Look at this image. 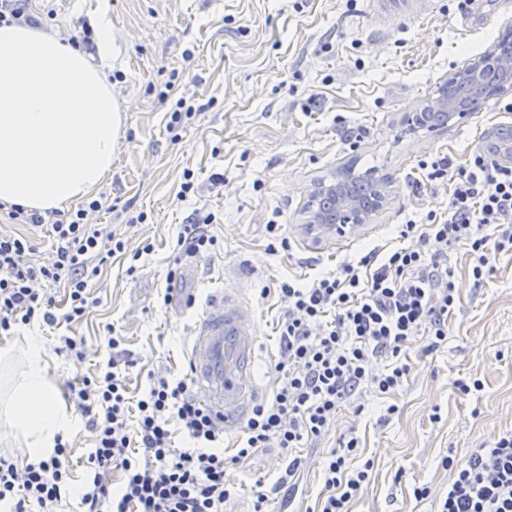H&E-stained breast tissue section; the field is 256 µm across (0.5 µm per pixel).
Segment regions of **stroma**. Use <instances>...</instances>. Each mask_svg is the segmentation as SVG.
<instances>
[{
  "mask_svg": "<svg viewBox=\"0 0 512 512\" xmlns=\"http://www.w3.org/2000/svg\"><path fill=\"white\" fill-rule=\"evenodd\" d=\"M48 31L70 37L105 13L112 30V91L123 109V133L112 170L98 188L107 206L96 222L126 243L92 282L94 304L82 320L29 330L49 355L60 391L93 374L109 353L99 340L115 325L137 363L130 392L148 373L180 374L190 336L212 294L242 286L260 339L255 375L264 398L276 387V325L283 317L277 288L312 279L369 249L405 246L397 227L448 213V188L417 187L418 163L438 155L464 161L491 147V132L512 127V112L488 100L439 131L401 136L404 117L434 97L448 73L494 49L512 28L506 0H474L460 26L456 0H437L431 14L388 13L379 0H52ZM195 106L175 130L167 123L178 98ZM360 137L343 140L346 129ZM374 172L391 183L393 203L373 223L317 237L306 228L314 183L344 168ZM197 192L179 198L184 172ZM224 176L212 182V174ZM214 213L217 244L196 258L179 257L176 240L195 210ZM281 223L289 249L270 250L267 224ZM177 269L179 295L193 309L163 308L158 296ZM456 304L448 341L429 356L408 350L410 372L391 394H366L365 408L339 412L334 426L302 454L295 476L297 504L316 507L322 494L323 453L355 432L354 466L372 462L370 482L351 512H436L451 473L445 456L465 460L500 432L512 429V249L493 255L474 280L465 247L448 253ZM84 337L89 357L56 349V337ZM480 380L461 394L458 382ZM288 455L259 451L228 472L234 492L224 512H253L256 479L274 485ZM430 487L416 501L414 487Z\"/></svg>",
  "mask_w": 512,
  "mask_h": 512,
  "instance_id": "stroma-1",
  "label": "stroma"
}]
</instances>
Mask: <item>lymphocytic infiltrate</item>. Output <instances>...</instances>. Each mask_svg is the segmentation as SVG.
Returning <instances> with one entry per match:
<instances>
[{
  "label": "lymphocytic infiltrate",
  "instance_id": "obj_1",
  "mask_svg": "<svg viewBox=\"0 0 512 512\" xmlns=\"http://www.w3.org/2000/svg\"><path fill=\"white\" fill-rule=\"evenodd\" d=\"M419 167L427 186L451 188L447 217L430 213L425 223L401 226L400 238H418L419 247L382 257L372 250L340 272L280 283L285 311L278 324L277 387L271 402L253 409L236 454L225 456L220 448L224 431L194 395L189 375H154L140 395L129 392L126 373L136 361L111 326L102 338L111 352L107 363L71 390L93 441L83 482L72 488L71 450L62 442L22 466L0 455V512H62L72 495L80 512H224L229 466L261 448L288 452L277 487L292 491L302 464L296 450L304 441L328 432L340 407L362 390L387 395L399 387L409 373L406 346L415 338L424 339L427 354L447 342L455 304L449 248L467 247L479 280L492 252L512 246V165L478 148L461 165L444 155L420 160ZM102 208L94 199L55 220L57 246L43 259L29 239L0 232V333L18 325H69L87 314L92 280L125 252L121 238L102 236L88 223V214ZM214 221V214L196 215L179 232L177 249L189 257L210 251ZM428 241L436 244L434 253L423 250ZM55 287L63 290L64 307L56 305ZM380 358L388 364L373 372ZM178 434L186 447H175ZM358 446L352 437L327 452L317 512H350L369 483L372 462L350 465ZM442 465L453 479L438 512H512V430L465 462L447 457ZM116 474L122 477L117 487Z\"/></svg>",
  "mask_w": 512,
  "mask_h": 512
}]
</instances>
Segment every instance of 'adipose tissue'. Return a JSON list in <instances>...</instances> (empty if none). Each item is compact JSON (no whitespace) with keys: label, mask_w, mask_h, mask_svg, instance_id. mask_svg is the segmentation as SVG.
<instances>
[{"label":"adipose tissue","mask_w":512,"mask_h":512,"mask_svg":"<svg viewBox=\"0 0 512 512\" xmlns=\"http://www.w3.org/2000/svg\"><path fill=\"white\" fill-rule=\"evenodd\" d=\"M98 63L57 35L0 27V203L41 213L63 210L111 172L122 125L112 94V31L91 16ZM0 426L22 440L29 459L52 453L71 413L36 341L0 407Z\"/></svg>","instance_id":"adipose-tissue-1"}]
</instances>
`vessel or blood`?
<instances>
[{
    "mask_svg": "<svg viewBox=\"0 0 512 512\" xmlns=\"http://www.w3.org/2000/svg\"><path fill=\"white\" fill-rule=\"evenodd\" d=\"M255 315L240 293L221 290L191 336V381L202 403L225 429L236 428L259 398L255 377L259 339Z\"/></svg>",
    "mask_w": 512,
    "mask_h": 512,
    "instance_id": "1",
    "label": "vessel or blood"
}]
</instances>
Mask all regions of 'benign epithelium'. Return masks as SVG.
Segmentation results:
<instances>
[{"instance_id":"obj_1","label":"benign epithelium","mask_w":512,"mask_h":512,"mask_svg":"<svg viewBox=\"0 0 512 512\" xmlns=\"http://www.w3.org/2000/svg\"><path fill=\"white\" fill-rule=\"evenodd\" d=\"M512 82V37L499 41L496 50L475 59L465 68L448 74L440 84L437 96L419 111L403 121V133H414L421 128L436 130L439 121L460 120L474 108L459 102L457 90L461 86L479 85L488 99L505 92ZM392 193L387 182L371 173L356 174L351 168L331 182L319 181L311 193V210L307 221L310 230L324 234L346 225L359 227L368 224L378 212L391 204Z\"/></svg>"}]
</instances>
